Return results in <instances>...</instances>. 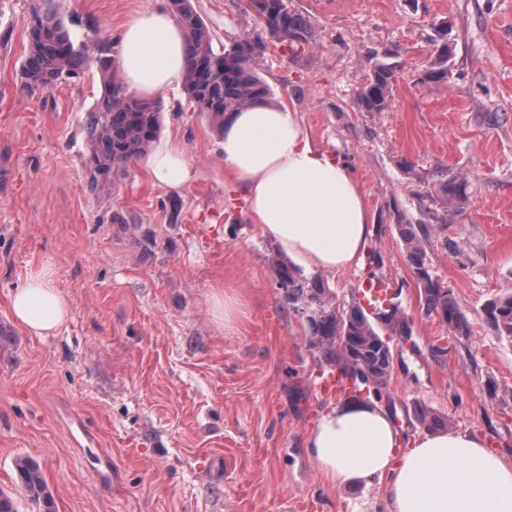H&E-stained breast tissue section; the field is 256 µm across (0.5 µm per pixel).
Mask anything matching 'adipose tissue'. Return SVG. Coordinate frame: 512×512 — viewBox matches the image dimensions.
I'll return each mask as SVG.
<instances>
[{
    "label": "adipose tissue",
    "mask_w": 512,
    "mask_h": 512,
    "mask_svg": "<svg viewBox=\"0 0 512 512\" xmlns=\"http://www.w3.org/2000/svg\"><path fill=\"white\" fill-rule=\"evenodd\" d=\"M118 62L128 91L139 97L183 83L185 35L163 4L123 27ZM220 150L230 177L245 187L256 224L285 256L323 272L357 262L369 228L355 172L312 146L296 112L258 105L236 113L224 124ZM148 167L173 191L195 173L169 140L154 145ZM11 310L34 336L51 335L70 315L46 268L15 290ZM306 447L328 485L379 484L391 512H512V465L468 432H432L406 444L380 406L344 402L321 415Z\"/></svg>",
    "instance_id": "obj_1"
}]
</instances>
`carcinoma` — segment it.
I'll return each instance as SVG.
<instances>
[{
    "instance_id": "1",
    "label": "carcinoma",
    "mask_w": 512,
    "mask_h": 512,
    "mask_svg": "<svg viewBox=\"0 0 512 512\" xmlns=\"http://www.w3.org/2000/svg\"><path fill=\"white\" fill-rule=\"evenodd\" d=\"M46 8L34 11L28 23V44L21 69L22 90L34 94L76 79L83 70L96 65L102 74V91L88 112V140L84 166L87 184L96 193L112 187L115 177L144 156L157 140L162 120V102L138 98L127 90L119 68L105 50L89 55L75 46L68 29L49 8L52 0H42ZM255 18L281 47L294 56L313 47L311 26L303 15L288 8L287 0H251ZM170 7L187 40L188 67L183 89L188 105L205 117L212 128L223 132L224 121L233 113L268 104L269 90L258 76L253 62L268 48L266 42L249 35L220 50L213 47L210 30L190 0H169ZM448 45L435 57L426 79L448 78ZM392 69L381 66L358 92L356 101L367 112H384L392 96ZM467 181L458 176L439 183L443 200H464ZM406 256L424 294V309L463 332L467 319L451 298L448 287L433 278L426 267L425 246L410 225H399ZM288 307L298 310L307 302L318 305L317 313L304 317L313 347L342 376L353 381L364 377L362 385L380 386L392 370L388 337L380 335L377 324L390 331L402 326L399 307L369 317L356 305L336 304L335 293L320 275L307 277L290 262L280 261L275 269ZM486 318L498 334L512 339V293L491 300L484 307ZM24 490L31 500L43 504V512H53V502L39 465L21 458L16 462Z\"/></svg>"
}]
</instances>
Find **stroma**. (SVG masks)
<instances>
[{"label":"stroma","mask_w":512,"mask_h":512,"mask_svg":"<svg viewBox=\"0 0 512 512\" xmlns=\"http://www.w3.org/2000/svg\"><path fill=\"white\" fill-rule=\"evenodd\" d=\"M153 0H54L75 45L117 48ZM215 48L261 31L245 0H191ZM41 0H0V492L40 512L15 465L38 463L55 512H389L379 485L334 488L305 447L328 401L326 363L289 309L282 255L224 169L220 135L161 93L159 136L195 180L158 186L139 159L98 194L83 155L98 69L41 94L21 89L27 23ZM315 45L269 47L255 69L270 105L291 108L312 143L356 171L369 229L357 264L327 274L341 305L366 277L391 279L405 333L378 404L403 442L441 430L484 438L512 464V342L483 308L512 292V0H288ZM449 45L448 79L425 77ZM394 70L389 107L356 103L376 64ZM468 197L447 214L440 174ZM414 225L431 274L469 329L426 316L399 234ZM51 268L71 309L30 335L9 295ZM237 305L218 323L213 295Z\"/></svg>","instance_id":"35a3bbf8"}]
</instances>
